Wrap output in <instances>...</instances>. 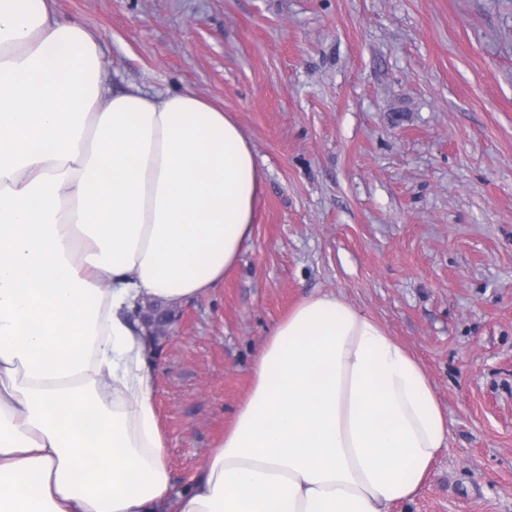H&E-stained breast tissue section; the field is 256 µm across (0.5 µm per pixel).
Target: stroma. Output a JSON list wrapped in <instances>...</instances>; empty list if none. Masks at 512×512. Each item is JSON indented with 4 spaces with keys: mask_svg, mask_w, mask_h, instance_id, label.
Listing matches in <instances>:
<instances>
[{
    "mask_svg": "<svg viewBox=\"0 0 512 512\" xmlns=\"http://www.w3.org/2000/svg\"><path fill=\"white\" fill-rule=\"evenodd\" d=\"M108 81L231 112L254 235L153 349L174 488L231 426L269 326L313 293L423 363L448 450L390 512H512V0H55Z\"/></svg>",
    "mask_w": 512,
    "mask_h": 512,
    "instance_id": "35a3bbf8",
    "label": "stroma"
}]
</instances>
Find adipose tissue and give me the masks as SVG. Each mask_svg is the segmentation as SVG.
Segmentation results:
<instances>
[{"mask_svg": "<svg viewBox=\"0 0 512 512\" xmlns=\"http://www.w3.org/2000/svg\"><path fill=\"white\" fill-rule=\"evenodd\" d=\"M53 0H0V512H384L448 447L420 360L333 293L272 325L231 427L173 489L145 299L209 293L264 173L191 92H114Z\"/></svg>", "mask_w": 512, "mask_h": 512, "instance_id": "ef3b65f1", "label": "adipose tissue"}]
</instances>
